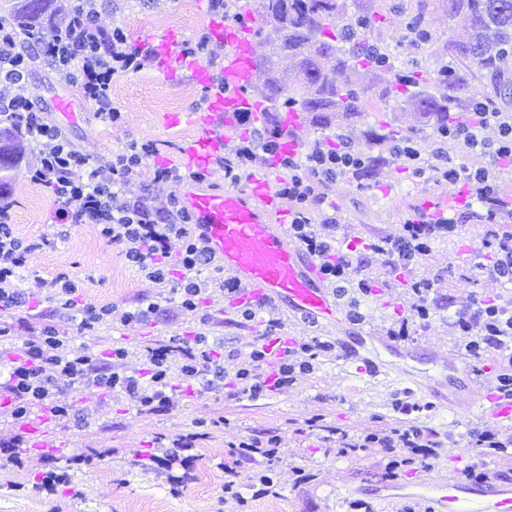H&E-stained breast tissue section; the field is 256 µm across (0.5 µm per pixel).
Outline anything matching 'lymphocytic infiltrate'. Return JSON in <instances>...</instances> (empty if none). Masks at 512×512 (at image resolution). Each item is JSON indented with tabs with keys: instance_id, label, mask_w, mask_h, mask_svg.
<instances>
[{
	"instance_id": "1",
	"label": "lymphocytic infiltrate",
	"mask_w": 512,
	"mask_h": 512,
	"mask_svg": "<svg viewBox=\"0 0 512 512\" xmlns=\"http://www.w3.org/2000/svg\"><path fill=\"white\" fill-rule=\"evenodd\" d=\"M45 27L51 32L49 41L39 42L33 53L20 50L21 40L34 39ZM38 60L78 86L94 105L96 120L111 126L121 119L112 104L113 78L144 70L151 57L147 49L129 41L122 26H101L96 0H74L61 18L51 10L33 19L0 17V132H11L22 149L18 170L50 192L60 223L98 226L102 237L120 246L126 264L153 287L152 294L143 296L133 309L82 303L76 278L67 270L58 271L47 288L60 307L71 311L77 334L94 335L107 320L124 326L147 322L169 294L177 296L181 310L190 312L203 298L223 295L230 285L221 275L222 266L207 251L196 222L179 200L183 182L202 183L205 175L171 165L152 169L150 183L139 182L156 153L150 140L128 141L106 155L75 146L27 95L28 76ZM276 135V125L268 124L225 154L220 163L225 183L244 182L274 152ZM449 140L462 146L465 159L455 160L443 152L442 144ZM386 152L402 161L413 178L448 186L468 183L479 196L480 208H461L437 220L421 219L418 210H408L399 217L398 235L349 248L348 237L339 232L332 201L338 182L361 179L367 158L361 148L338 136L284 159L279 190L292 212L291 238L321 261L327 282L339 299L347 300L353 324L361 323L359 298L370 295L372 287L407 288L413 302L408 316L392 332L397 338L407 336L411 327L426 323L439 310L443 301L437 293L439 281L416 278L414 272L432 244L456 234L460 225L478 229L477 270L496 283H512V196L502 190L504 176L512 173V112L475 101L460 121L433 129L428 140L410 138L387 146ZM14 205L9 181L0 182V365L7 370L0 388L9 398L6 414L17 427L9 439H0L1 471L21 467L20 450L28 443L22 426L36 411L46 407L57 422L69 419L71 406L61 400L62 389L117 394L137 411L156 414L173 409L176 386H209L228 375L215 355V344L202 332L191 339L174 336L164 345L146 347L143 373L130 374L122 367L125 347L112 346L107 356L91 353L75 346L52 320L37 318L29 308L30 292L19 285L20 273L51 241L45 235L20 237L13 222ZM488 253L492 261L482 263ZM448 326L462 337L468 356L497 354V390L511 400L512 306L476 299L456 306ZM19 331L26 340L18 346L13 337ZM333 348V343L316 339L302 343L299 349L306 352V360L290 353L271 369L262 346L254 345L230 374L236 394L257 399L284 392L311 371L312 359ZM280 445L279 436L271 433L241 440L231 460L223 464L219 503L240 512L247 504L238 484L241 466L259 459L267 465L278 460ZM437 446L435 431L410 423L343 439L339 451L387 449L386 476L395 481L405 469L429 467Z\"/></svg>"
}]
</instances>
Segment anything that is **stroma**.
Returning a JSON list of instances; mask_svg holds the SVG:
<instances>
[{
    "mask_svg": "<svg viewBox=\"0 0 512 512\" xmlns=\"http://www.w3.org/2000/svg\"><path fill=\"white\" fill-rule=\"evenodd\" d=\"M100 21L104 26L122 25L131 42H138L143 28L158 31L182 30L187 37L206 31L211 16L209 0H99ZM28 94L35 106L52 109L55 100L73 99L78 103L76 120L58 119L57 124L71 140L86 150L107 154L126 142L150 140L161 155L176 157L179 149L196 135L194 126L166 125L170 112L196 109L203 93L186 80L159 83L153 68L112 81V101L123 114L118 126H104L93 115V106L82 101L76 87L52 67L36 62L28 76ZM16 206L14 222L21 236L48 234L52 247L33 262L25 274L24 286L34 278L51 280L56 272L70 270L79 282L84 299L104 305L134 308L148 288L140 273L129 267L121 256L120 246L103 238L92 224L70 226L58 223L51 194L43 187L17 177L11 181ZM446 190L430 181H418L384 167L364 180L363 184L346 182L336 187V209L343 233L391 235L397 230L396 216L418 205L421 198L439 199ZM466 249L461 243L443 239L434 243L431 253L418 267L421 278L442 275V293L466 302L483 293H498L502 300H512V284L497 287L487 279H478L466 288L456 281L465 273ZM202 312H177L175 319L161 316L136 328L108 321L93 336L83 337V344L101 352L119 343L126 347L123 361L126 371H139L144 346L163 344L171 336L194 337L201 316H208L211 339L224 346V367L234 372L246 359L253 335L235 321L236 311L224 306L221 298H206ZM409 307L402 291H394L392 300L380 297L362 299L365 321L360 325L324 328L292 321L288 330L302 341L317 338L354 342L360 354L371 355L384 363L383 372L375 377L358 374L354 363L340 353L320 354L313 369L300 376L288 391L270 397L249 399L232 397V385L215 383L194 388L191 397L180 400L169 412L142 414L122 398L106 393L95 394L96 411L88 423L70 421L57 424L53 435L64 458L86 454L94 448L111 449L95 469L71 470L72 485L56 494L18 492V483H31L45 467L43 459L29 457L22 469L0 471V512H214V503L222 492V462L229 459L231 448L244 437L259 432H274L281 438L282 455L275 465L276 493L254 497L251 487L252 466H244L239 477L240 491L249 500L250 512H349L353 500L369 498L385 484L387 454L381 448H363L340 453L337 440L324 439L323 427L334 429L339 436L355 437L402 424L394 412L393 398L406 392L421 402H432L429 412L416 414V422L435 430L441 446L431 467L408 470L406 479L433 485L477 460L469 433L476 426L474 418L456 413L452 406L432 400L421 383L434 380L441 396H449L462 376L442 366L438 357L448 352L459 354L460 337L448 330L446 311L435 313L416 334L405 340L412 357H401L386 350L372 338L398 322ZM86 396L73 400L84 407ZM213 421L202 440L200 459L193 466V478L180 491L170 489L171 472L166 468L139 464L138 454L152 448L156 441L193 431L197 419ZM304 468L308 478L298 481L296 468Z\"/></svg>",
    "mask_w": 512,
    "mask_h": 512,
    "instance_id": "35a3bbf8",
    "label": "stroma"
}]
</instances>
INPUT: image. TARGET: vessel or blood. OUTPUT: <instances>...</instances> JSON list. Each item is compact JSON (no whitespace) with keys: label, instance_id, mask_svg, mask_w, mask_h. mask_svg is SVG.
I'll return each mask as SVG.
<instances>
[{"label":"vessel or blood","instance_id":"obj_1","mask_svg":"<svg viewBox=\"0 0 512 512\" xmlns=\"http://www.w3.org/2000/svg\"><path fill=\"white\" fill-rule=\"evenodd\" d=\"M207 30L212 44L223 54L224 89L220 92L212 89L211 67L184 54L181 30H143L140 44L149 49L159 82L186 78L205 90L200 109L169 113L166 123L196 128V137L182 146L177 160L187 170L213 176L246 125L263 128L267 99L260 93L262 75L256 64L257 17L245 21L214 16ZM278 132L276 152L255 168L244 184L220 190L189 183L180 190L182 204L198 224L208 252L221 261L228 281L235 286L231 305L252 306L262 312L285 309L292 317L314 325L333 327L349 322L348 311L325 283L319 260L289 237L291 212L279 192V163L300 154L311 132L308 113L281 112ZM471 196L469 186H460L441 199L425 201L422 214L441 216L466 204ZM260 342L273 366L296 348L298 338L280 332L261 337ZM452 405L484 423L512 416V400H504L472 369L466 374L464 394L455 397ZM50 422L43 413L28 424L33 454L52 448L47 434ZM403 492L408 498H429L435 512H512V482L478 484L451 475L434 490L416 485L404 487Z\"/></svg>","mask_w":512,"mask_h":512}]
</instances>
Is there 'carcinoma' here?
Wrapping results in <instances>:
<instances>
[{
  "label": "carcinoma",
  "instance_id": "cac0c4a2",
  "mask_svg": "<svg viewBox=\"0 0 512 512\" xmlns=\"http://www.w3.org/2000/svg\"><path fill=\"white\" fill-rule=\"evenodd\" d=\"M257 12L275 25L280 37L261 49L265 87L291 104L311 112L319 127L341 120L366 126L362 147L371 153V166H398L380 151L378 142L408 137L400 127L375 117L365 121V97L373 92L377 72L365 54L377 0H353L354 12L339 0H256ZM430 0H414L409 23L425 26ZM448 21L468 31L462 40L430 34L425 46L430 54L448 55L457 62L444 81L424 75L412 79L413 88L401 103L417 118L448 121L466 104L483 100L503 109L502 92L512 86L507 65L512 59V0H439Z\"/></svg>",
  "mask_w": 512,
  "mask_h": 512
}]
</instances>
